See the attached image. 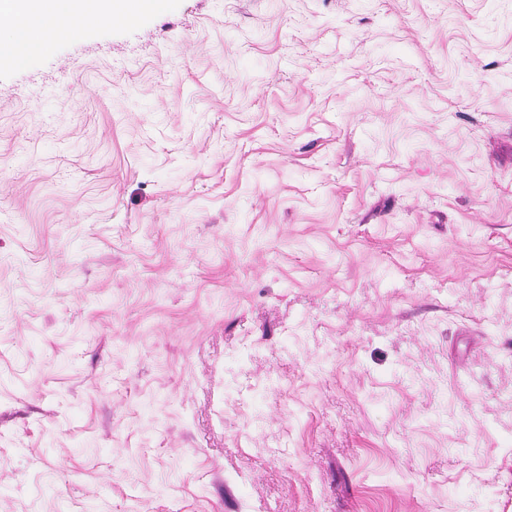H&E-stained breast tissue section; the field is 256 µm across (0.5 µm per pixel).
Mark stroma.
I'll list each match as a JSON object with an SVG mask.
<instances>
[{"instance_id": "1", "label": "stroma", "mask_w": 512, "mask_h": 512, "mask_svg": "<svg viewBox=\"0 0 512 512\" xmlns=\"http://www.w3.org/2000/svg\"><path fill=\"white\" fill-rule=\"evenodd\" d=\"M0 512H512V0L0 61Z\"/></svg>"}]
</instances>
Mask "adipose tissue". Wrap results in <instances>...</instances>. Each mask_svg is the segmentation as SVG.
I'll use <instances>...</instances> for the list:
<instances>
[{"instance_id":"adipose-tissue-1","label":"adipose tissue","mask_w":512,"mask_h":512,"mask_svg":"<svg viewBox=\"0 0 512 512\" xmlns=\"http://www.w3.org/2000/svg\"><path fill=\"white\" fill-rule=\"evenodd\" d=\"M137 0H124L115 8L113 0H0V17L22 15L21 23L12 25L8 37L0 39V59H13L35 46L78 30L80 20L115 18L136 12Z\"/></svg>"}]
</instances>
